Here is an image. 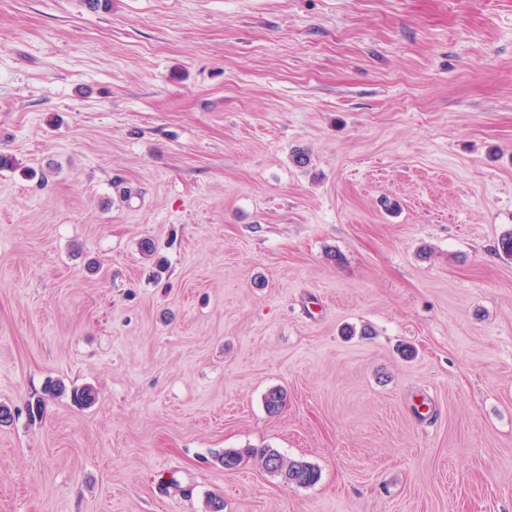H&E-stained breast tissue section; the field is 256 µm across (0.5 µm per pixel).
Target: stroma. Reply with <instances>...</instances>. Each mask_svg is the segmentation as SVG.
<instances>
[{
	"instance_id": "obj_1",
	"label": "stroma",
	"mask_w": 512,
	"mask_h": 512,
	"mask_svg": "<svg viewBox=\"0 0 512 512\" xmlns=\"http://www.w3.org/2000/svg\"><path fill=\"white\" fill-rule=\"evenodd\" d=\"M0 153V512H512V0H0ZM248 454L257 458L263 469L274 476L283 480L292 475L297 476L298 483L291 485L307 487L314 484L318 479V472L310 463L288 458L277 449L251 448Z\"/></svg>"
}]
</instances>
